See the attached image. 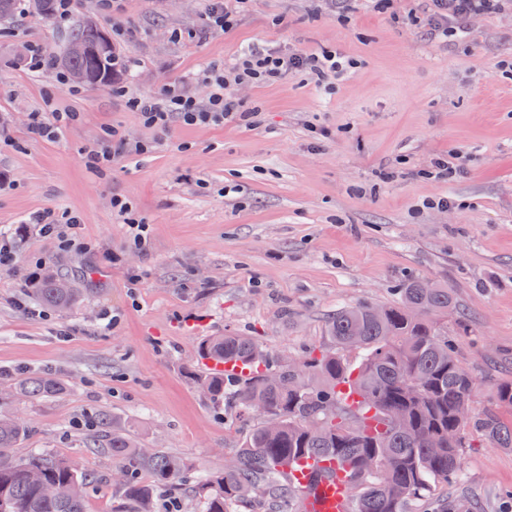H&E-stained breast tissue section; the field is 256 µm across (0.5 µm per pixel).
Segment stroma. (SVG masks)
I'll return each mask as SVG.
<instances>
[{
  "label": "stroma",
  "instance_id": "stroma-1",
  "mask_svg": "<svg viewBox=\"0 0 512 512\" xmlns=\"http://www.w3.org/2000/svg\"><path fill=\"white\" fill-rule=\"evenodd\" d=\"M422 0H241L233 27L212 30L209 0H75L69 22L31 11L0 24V235L16 259L0 269V393L33 372L61 395L0 400L28 425L14 454L75 459L97 483L85 512H125L112 457L89 447L98 416L139 444L223 470L247 428L224 418L192 379L205 336L257 337L275 359L330 348L337 309L393 302L400 284L448 286L440 319L475 378V408L512 380V25L484 14L448 39L430 35ZM91 19L128 62L116 86L58 84L30 72L29 44L52 57L70 22ZM247 46L332 52L350 67L330 85L306 76L253 83L251 124L145 127L128 94L168 87L205 99L195 75ZM79 113L53 140L28 115ZM115 128L147 141L101 174L81 151ZM460 172L428 177L435 156ZM122 197L148 224L147 252L112 209ZM446 197L451 208L434 207ZM77 215L83 249L36 233L38 211ZM80 291L67 309L42 304L36 276ZM448 495L473 512H512V449L466 448Z\"/></svg>",
  "mask_w": 512,
  "mask_h": 512
}]
</instances>
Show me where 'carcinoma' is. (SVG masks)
Returning <instances> with one entry per match:
<instances>
[{
	"label": "carcinoma",
	"mask_w": 512,
	"mask_h": 512,
	"mask_svg": "<svg viewBox=\"0 0 512 512\" xmlns=\"http://www.w3.org/2000/svg\"><path fill=\"white\" fill-rule=\"evenodd\" d=\"M104 30L85 21L67 38L61 63L91 73L89 83L112 78L115 53H82ZM53 308L77 299L72 288L49 279L37 289ZM455 306L451 292L419 278L397 289L396 301L343 308L329 320L334 349L300 360V369L273 359L253 336L226 333L199 343L202 358L215 364L251 362L243 380L222 373L195 376L198 388L214 403L242 418H260L224 463L193 485L202 512H229L228 505L257 503L262 512H300L292 472L303 457L329 458L345 474L347 512H415L433 498L436 512H470L465 502L448 498V485L463 480L462 442L455 435L477 436L489 448H512V381L499 383L491 406L473 407L476 382L459 363L448 336L433 317ZM362 353L352 365L345 352ZM57 378L33 374L14 392L33 398L59 395ZM311 419L323 422L309 433ZM26 425L0 414V512H84L91 477L72 460L45 451L17 458L13 450ZM115 462L116 484L127 512H154L161 494L185 493L188 467L155 448H143L116 430L107 438ZM147 471L152 482L141 479Z\"/></svg>",
	"instance_id": "obj_1"
}]
</instances>
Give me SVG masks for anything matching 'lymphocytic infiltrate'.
<instances>
[{
	"label": "lymphocytic infiltrate",
	"instance_id": "f902f5d3",
	"mask_svg": "<svg viewBox=\"0 0 512 512\" xmlns=\"http://www.w3.org/2000/svg\"><path fill=\"white\" fill-rule=\"evenodd\" d=\"M487 11L503 14L512 23V0H430L428 26L432 35L444 37L456 33L458 24L475 20ZM344 65L331 54L318 56L302 50L252 47L245 50L230 67H210L199 73L209 93L205 100L164 89L154 95L130 97L128 104L143 125L168 130L172 124L210 126L225 122L249 123L253 111L239 95L242 86L261 82L274 84L288 77L305 74L325 83L342 73Z\"/></svg>",
	"mask_w": 512,
	"mask_h": 512
}]
</instances>
